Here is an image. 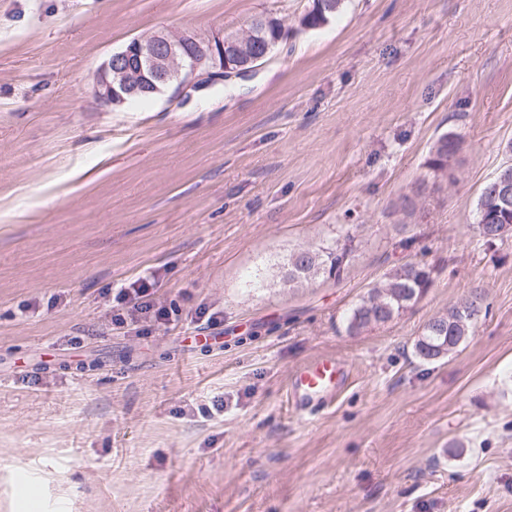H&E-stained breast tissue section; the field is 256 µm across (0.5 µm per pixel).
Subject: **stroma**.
<instances>
[{"label":"stroma","instance_id":"1","mask_svg":"<svg viewBox=\"0 0 512 512\" xmlns=\"http://www.w3.org/2000/svg\"><path fill=\"white\" fill-rule=\"evenodd\" d=\"M310 5L0 0V512H512V236L476 231L512 163V0H345L305 30ZM259 14L288 36L254 72L97 104L134 37ZM345 226L341 281L281 280ZM408 261L434 287L348 333ZM147 272L177 322L113 325L110 289ZM476 288L486 316L420 359ZM321 355L349 375L304 413L291 375ZM451 140V141H450ZM451 142L453 147L459 150L460 141L458 138L448 135H443L438 139L433 149L430 151L427 160V166L435 172H443L445 167L448 170V142ZM501 175H505L512 180V164L503 166L498 171L496 176L493 179H491V181L488 182L484 186V188L482 189L481 194L479 196L478 203H477V228H478L479 236L482 237V239L488 245L495 243L496 241L499 240L500 237L499 238H497L495 236L489 237L488 234L483 235L479 231L478 225H480L479 222L482 219V213L485 211L488 214H490L493 211V209L497 203V195H496L497 194V186L496 185H497V180L499 179V177ZM486 297L481 291H473L457 304L448 308L446 314L431 319L421 336L415 341V352L422 360H433L454 352L467 338L471 329L481 318ZM474 319L471 316L479 313ZM448 341L446 352L439 355L438 348Z\"/></svg>","mask_w":512,"mask_h":512}]
</instances>
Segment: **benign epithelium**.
<instances>
[{"label":"benign epithelium","mask_w":512,"mask_h":512,"mask_svg":"<svg viewBox=\"0 0 512 512\" xmlns=\"http://www.w3.org/2000/svg\"><path fill=\"white\" fill-rule=\"evenodd\" d=\"M286 35L281 21H251L241 30L201 35L194 30L154 32L132 39L97 69L95 95L102 106L118 109L149 94L186 99L218 80L252 71ZM512 215V190L505 189L495 211L483 222H505Z\"/></svg>","instance_id":"7a95c632"}]
</instances>
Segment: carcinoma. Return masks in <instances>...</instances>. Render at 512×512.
<instances>
[{
    "instance_id": "1",
    "label": "carcinoma",
    "mask_w": 512,
    "mask_h": 512,
    "mask_svg": "<svg viewBox=\"0 0 512 512\" xmlns=\"http://www.w3.org/2000/svg\"><path fill=\"white\" fill-rule=\"evenodd\" d=\"M460 146L458 138L444 135L430 151L427 166L435 172L448 166V145ZM497 203V179L493 178L481 191L477 203V219L482 213L493 211ZM354 236L344 232V242L319 250L299 249L288 255L282 266L281 277L288 285L309 283L319 277L340 279L351 261ZM416 263L407 262L390 271L384 280L370 289L367 296L356 304L347 319V330L358 332L372 325L386 323L400 315L408 306L434 286L432 278L421 279L415 271ZM486 297L473 291L448 312L431 319L421 336L415 341V352L422 360L439 358L438 348L447 345L446 353L454 352L467 338L478 322L473 317L486 309Z\"/></svg>"
}]
</instances>
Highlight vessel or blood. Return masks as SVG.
Returning <instances> with one entry per match:
<instances>
[{
    "instance_id": "b4317fda",
    "label": "vessel or blood",
    "mask_w": 512,
    "mask_h": 512,
    "mask_svg": "<svg viewBox=\"0 0 512 512\" xmlns=\"http://www.w3.org/2000/svg\"><path fill=\"white\" fill-rule=\"evenodd\" d=\"M346 371L332 356H322L299 368L292 376L291 388L299 406L330 402L341 388Z\"/></svg>"
}]
</instances>
